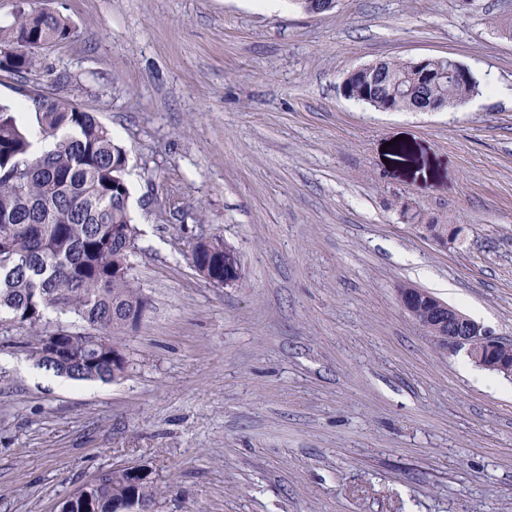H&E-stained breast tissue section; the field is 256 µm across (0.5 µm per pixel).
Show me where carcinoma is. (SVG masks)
I'll use <instances>...</instances> for the list:
<instances>
[{"label": "carcinoma", "instance_id": "cac0c4a2", "mask_svg": "<svg viewBox=\"0 0 512 512\" xmlns=\"http://www.w3.org/2000/svg\"><path fill=\"white\" fill-rule=\"evenodd\" d=\"M71 32L59 12L29 10L19 0L12 21L0 26V73L28 81L39 51L67 41ZM376 65L381 79L352 75L344 87L349 97L365 98L381 111L442 109L479 88L473 76L448 74L442 57L421 67L411 60ZM56 83L58 92L41 94L34 104L38 137L53 140V148L40 155L32 152V134L18 113L0 105V320L28 333L25 349L38 366L73 380L115 382L124 370L112 361L116 343L107 335L127 325L145 302L133 274L139 231L129 210L127 151L94 113L62 94L67 76ZM425 230L444 244L462 232L446 224H427ZM193 260L224 275V240L211 239ZM438 306L429 293L417 295V321L431 326ZM50 310L98 327L103 342L59 330L61 358L45 355L51 332L42 325ZM155 495L149 478L107 472L102 484L87 488L76 512H113L115 500L150 503Z\"/></svg>", "mask_w": 512, "mask_h": 512}]
</instances>
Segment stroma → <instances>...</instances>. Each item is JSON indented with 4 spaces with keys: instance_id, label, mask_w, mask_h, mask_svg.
Here are the masks:
<instances>
[{
    "instance_id": "stroma-1",
    "label": "stroma",
    "mask_w": 512,
    "mask_h": 512,
    "mask_svg": "<svg viewBox=\"0 0 512 512\" xmlns=\"http://www.w3.org/2000/svg\"><path fill=\"white\" fill-rule=\"evenodd\" d=\"M29 78L128 152L149 301L112 382L39 369L0 323V512H56L136 464L154 512H512V378L441 350L423 289L512 343V0H52ZM450 57L477 95L346 97L354 68ZM429 224L459 225L442 244ZM240 260L199 277L193 242ZM193 260L197 264L208 265L209 269L214 268L219 274L221 281L210 279L206 272H201L194 268L197 274L217 287H224L233 283L240 274V263L238 256L231 248L224 249V240L220 238H211L208 246L201 252L193 255Z\"/></svg>"
}]
</instances>
